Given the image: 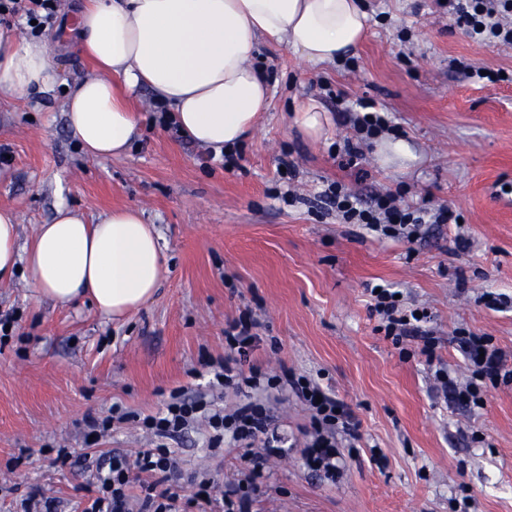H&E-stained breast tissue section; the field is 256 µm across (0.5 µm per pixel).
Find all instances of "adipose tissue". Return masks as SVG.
I'll return each mask as SVG.
<instances>
[{
	"mask_svg": "<svg viewBox=\"0 0 512 512\" xmlns=\"http://www.w3.org/2000/svg\"><path fill=\"white\" fill-rule=\"evenodd\" d=\"M369 23L361 0H82L67 33L99 73L69 86L68 126L86 155H123L138 133L127 95L146 88L193 141L233 148L269 106L268 77L252 61L259 45L289 48L312 66L335 64L357 51ZM57 78L47 40L0 28V103ZM292 124L316 141L331 116L309 96ZM18 275L56 302L85 299L119 319L160 284L158 238L138 209L89 224L62 205L23 246L16 213L0 208V285Z\"/></svg>",
	"mask_w": 512,
	"mask_h": 512,
	"instance_id": "obj_1",
	"label": "adipose tissue"
}]
</instances>
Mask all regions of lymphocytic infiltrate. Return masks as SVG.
<instances>
[{
    "label": "lymphocytic infiltrate",
    "mask_w": 512,
    "mask_h": 512,
    "mask_svg": "<svg viewBox=\"0 0 512 512\" xmlns=\"http://www.w3.org/2000/svg\"><path fill=\"white\" fill-rule=\"evenodd\" d=\"M448 16L454 25L480 43L498 42L512 45V0H448ZM346 111L361 140H368L395 129L389 112L378 109L374 102L359 99ZM318 201L336 211L345 223L355 224L378 238L417 241L427 224H455L459 217L451 210L401 207L391 194L377 195L373 205L345 185L334 182L320 192ZM370 312L378 319L377 329L394 344L410 339L423 343L426 356H433L435 342L426 330L424 317L418 310L406 307L397 291L381 285L370 295ZM258 323L247 316L229 322L225 331L229 350L215 366L207 386L210 390L235 389L245 400L233 410L213 408L204 395L173 390L168 401L156 413L140 418L139 425L154 440L153 447L137 452L135 458L112 455L107 469L97 471L90 482L88 504L82 512H250L257 487L254 475L269 461L288 453L281 438L270 430L271 407L262 397L263 389L293 395L310 412V438L302 450L307 469L336 480L341 473L342 440L355 443L360 439L350 406L325 391L314 380L284 370L266 374L260 369L243 370L241 363L258 347ZM458 348L469 371L466 383H458L447 370L439 368L435 378L444 393L469 409L483 408L486 403L483 382L512 385V360L497 348L491 337L458 331ZM210 431L208 446L220 449L224 440L249 442L261 440L248 474L237 482L218 487L210 478H201L197 490L186 493L180 483L179 462L168 441L180 438L198 425ZM140 484L141 495H133L132 484Z\"/></svg>",
    "instance_id": "1"
}]
</instances>
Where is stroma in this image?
Wrapping results in <instances>:
<instances>
[{
	"label": "stroma",
	"mask_w": 512,
	"mask_h": 512,
	"mask_svg": "<svg viewBox=\"0 0 512 512\" xmlns=\"http://www.w3.org/2000/svg\"><path fill=\"white\" fill-rule=\"evenodd\" d=\"M363 2L371 25L348 63L315 69L290 50L260 47L271 104L234 151L232 170L156 112L145 89L126 155H85L67 125L62 84L96 69L72 48L53 53L61 85L0 106V150L11 157L0 164V207L16 212L20 243L62 203L92 224L133 207L156 226L164 261L154 299L121 321L86 301L57 304L20 278L0 285V314L13 316L0 339V512H18L33 488L79 501L88 466L146 447L133 422L87 447L86 422L116 405L144 416L171 390L204 385L209 363L224 357L227 320L245 311L262 324L250 363L314 377L350 405L362 435L330 482L301 459L306 407L274 401L273 428L297 448L265 467L252 512H512V386L488 387L477 414L447 401L420 342L403 354L376 332L366 293L386 283L426 307L442 339L437 354L457 380L467 370L455 328L491 336L512 355V309L480 300L488 291L512 296V83L487 78L512 72V47L473 41L442 0ZM308 95L332 118L319 141L291 125ZM359 98L392 113L417 163L381 164L374 140L342 162L355 136L342 108ZM285 160L293 173L282 172ZM336 181L367 201L390 192L449 208L462 225H427L412 243L358 235L314 202ZM59 447L72 451L62 468L53 463ZM174 448L184 476L205 471L223 483L240 478L252 454L233 442L210 452L201 428ZM375 450L384 467L371 463Z\"/></svg>",
	"instance_id": "stroma-1"
}]
</instances>
